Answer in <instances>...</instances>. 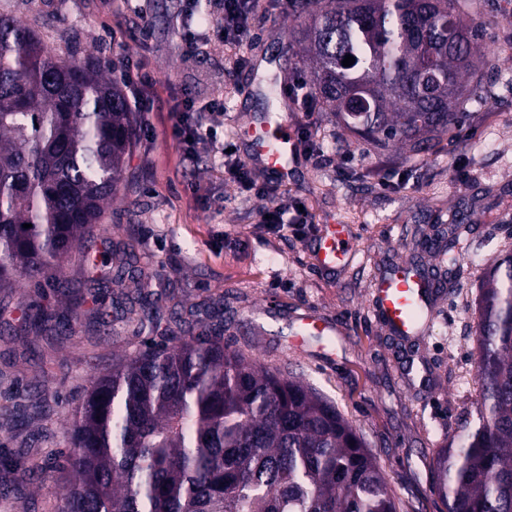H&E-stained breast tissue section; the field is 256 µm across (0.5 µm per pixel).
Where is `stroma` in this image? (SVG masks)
<instances>
[{
  "label": "stroma",
  "mask_w": 512,
  "mask_h": 512,
  "mask_svg": "<svg viewBox=\"0 0 512 512\" xmlns=\"http://www.w3.org/2000/svg\"><path fill=\"white\" fill-rule=\"evenodd\" d=\"M488 23L483 103L466 101L470 117L453 143L411 157L358 141L332 113L316 107L315 140L328 158L301 160L287 185L313 216L304 238L280 239L258 222L261 200L224 181L211 159L184 155L171 138L184 100L227 105L224 127L238 132L259 115L303 123L298 109H266L261 85L293 79L301 64L290 49L297 26L291 8L268 0L252 20L249 64L229 71L230 51L201 39L194 55L180 41L183 0H0V14L37 28L45 44L73 45L75 57L109 65L123 80V60L152 81L132 85L143 97L138 136L124 181L102 223L109 237L87 240L100 252L136 240L143 278L158 293L175 292V335L201 332L205 304L224 311V343L262 365L303 379L332 401L375 456L398 512H445L433 489V457L474 415L475 300L487 263L512 254V0H476ZM467 164L465 183L452 164ZM398 187H389L394 174ZM349 225L358 251L336 272L314 265L315 240L327 224ZM458 233L452 251L442 248ZM438 272L434 316L419 336L393 334L371 305L375 279L397 264ZM60 309L50 284L28 281L0 289V396L23 390L42 415L0 433V446L40 460L64 445L74 406L84 395L87 362L101 365L138 352L140 339L94 334L79 324L72 336L29 349L23 317L30 304ZM334 330L293 337L305 314Z\"/></svg>",
  "instance_id": "stroma-1"
}]
</instances>
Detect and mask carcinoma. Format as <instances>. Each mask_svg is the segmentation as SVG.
Listing matches in <instances>:
<instances>
[{
    "mask_svg": "<svg viewBox=\"0 0 512 512\" xmlns=\"http://www.w3.org/2000/svg\"><path fill=\"white\" fill-rule=\"evenodd\" d=\"M290 4L303 19L312 92L349 132L415 155L469 118L460 107L481 88L486 26L467 0ZM135 132L109 67L0 15V289L72 260L91 280L81 245L123 178ZM140 260L131 242L98 263H115V280H138ZM58 293L66 315L28 309L30 345L50 326L72 332L84 315L80 289L60 279ZM127 300L134 334L158 328L147 285ZM477 312V415L437 450L434 489L447 512H512L511 254L486 268ZM96 314L100 333L124 335ZM144 346L94 368L64 449L40 462L0 457L21 472L0 481L1 498L52 485L59 512H397L359 433L312 385L229 349L217 328ZM26 418L13 402L0 406V429Z\"/></svg>",
    "mask_w": 512,
    "mask_h": 512,
    "instance_id": "cac0c4a2",
    "label": "carcinoma"
}]
</instances>
